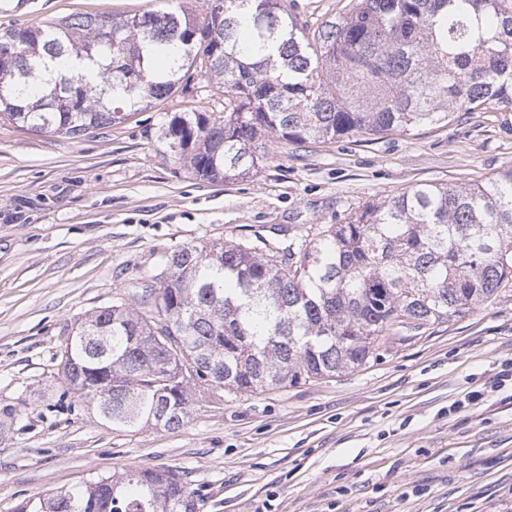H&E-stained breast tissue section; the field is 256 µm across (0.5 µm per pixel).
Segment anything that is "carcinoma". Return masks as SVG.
Wrapping results in <instances>:
<instances>
[{
    "mask_svg": "<svg viewBox=\"0 0 512 512\" xmlns=\"http://www.w3.org/2000/svg\"><path fill=\"white\" fill-rule=\"evenodd\" d=\"M180 3L130 27L85 13L0 30V121L79 139L194 74L224 87V119L174 116L164 138L203 179L258 170L262 139L379 136L457 112L512 109V0H349L314 34L281 0ZM120 28L116 46L108 29ZM140 307H101L65 342L63 378L101 420L178 428L190 390L263 391L365 364L390 330L449 322L512 283V168L422 183L315 238L165 256ZM173 472L140 468L28 498L14 512H197Z\"/></svg>",
    "mask_w": 512,
    "mask_h": 512,
    "instance_id": "cac0c4a2",
    "label": "carcinoma"
}]
</instances>
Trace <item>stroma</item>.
<instances>
[{
	"label": "stroma",
	"instance_id": "stroma-1",
	"mask_svg": "<svg viewBox=\"0 0 512 512\" xmlns=\"http://www.w3.org/2000/svg\"><path fill=\"white\" fill-rule=\"evenodd\" d=\"M168 0H0V29ZM224 89H185L81 139L0 122V512L100 476L173 471L198 512H512V286L451 322L384 336L366 365L261 393L192 391L177 429L100 420L60 366L84 316L137 305L165 255L203 242L315 236L420 183L512 168V112L308 148L271 139L257 172L195 178L162 137L215 118ZM460 410H452L454 402Z\"/></svg>",
	"mask_w": 512,
	"mask_h": 512
}]
</instances>
